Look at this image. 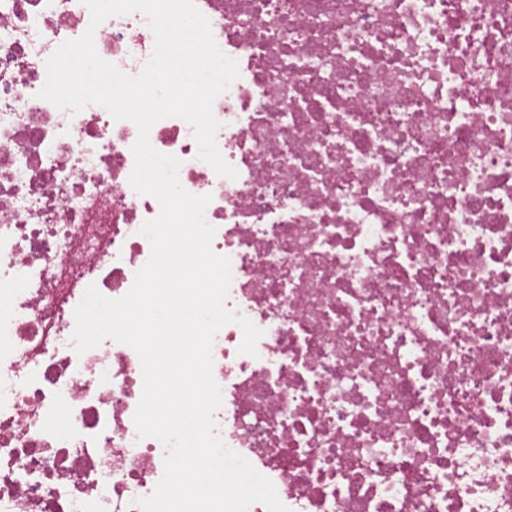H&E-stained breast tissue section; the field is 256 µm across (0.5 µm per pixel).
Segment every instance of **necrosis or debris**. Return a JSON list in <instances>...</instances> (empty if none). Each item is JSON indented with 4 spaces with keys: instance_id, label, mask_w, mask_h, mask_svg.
Returning <instances> with one entry per match:
<instances>
[{
    "instance_id": "obj_1",
    "label": "necrosis or debris",
    "mask_w": 512,
    "mask_h": 512,
    "mask_svg": "<svg viewBox=\"0 0 512 512\" xmlns=\"http://www.w3.org/2000/svg\"><path fill=\"white\" fill-rule=\"evenodd\" d=\"M239 78L217 146L150 141L211 195L228 308L216 432L290 512H512V0H195ZM82 0H0V512H141L165 446L139 438L129 346L77 354L88 286L116 299L160 206L129 184L136 126L38 98ZM140 12L95 32L140 73Z\"/></svg>"
}]
</instances>
